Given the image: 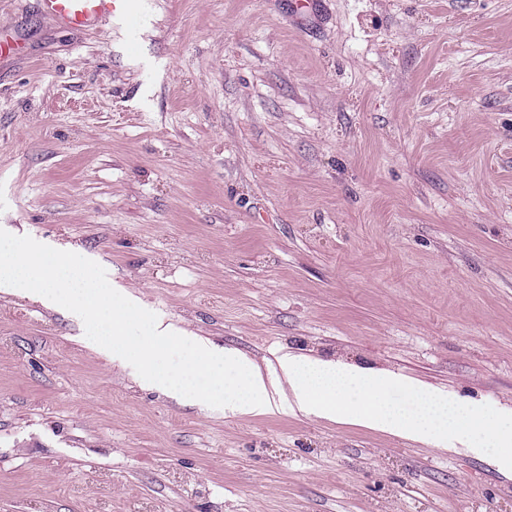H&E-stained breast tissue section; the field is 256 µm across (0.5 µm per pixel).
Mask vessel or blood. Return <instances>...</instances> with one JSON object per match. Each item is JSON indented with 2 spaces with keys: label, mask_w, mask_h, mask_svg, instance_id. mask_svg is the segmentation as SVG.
I'll use <instances>...</instances> for the list:
<instances>
[{
  "label": "vessel or blood",
  "mask_w": 512,
  "mask_h": 512,
  "mask_svg": "<svg viewBox=\"0 0 512 512\" xmlns=\"http://www.w3.org/2000/svg\"><path fill=\"white\" fill-rule=\"evenodd\" d=\"M45 15L73 28H82L110 16L135 20L141 0H39Z\"/></svg>",
  "instance_id": "vessel-or-blood-1"
}]
</instances>
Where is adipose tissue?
<instances>
[{"instance_id": "ef3b65f1", "label": "adipose tissue", "mask_w": 512, "mask_h": 512, "mask_svg": "<svg viewBox=\"0 0 512 512\" xmlns=\"http://www.w3.org/2000/svg\"><path fill=\"white\" fill-rule=\"evenodd\" d=\"M0 288L74 315L93 344L133 365L141 383L165 385L181 399L218 406L232 416L289 405L307 417L348 419L438 449L458 446L475 455L491 453L512 469V427L500 430V443L490 450L475 441L484 421L474 409L416 389L394 398V381L385 372L290 355L280 358L277 368H263L188 330L147 318L128 290L115 287L91 264L41 242L0 239ZM140 321L146 331L137 339L132 330ZM174 347L184 350L185 359L181 374L171 378L164 364Z\"/></svg>"}]
</instances>
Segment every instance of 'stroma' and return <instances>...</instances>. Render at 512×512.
Returning <instances> with one entry per match:
<instances>
[{"mask_svg": "<svg viewBox=\"0 0 512 512\" xmlns=\"http://www.w3.org/2000/svg\"><path fill=\"white\" fill-rule=\"evenodd\" d=\"M0 0V233L257 360L384 370L512 422V0ZM0 512H512V472L141 387L0 289ZM41 10L73 28L90 26L110 16L127 18L135 27L142 0H38Z\"/></svg>", "mask_w": 512, "mask_h": 512, "instance_id": "1", "label": "stroma"}]
</instances>
